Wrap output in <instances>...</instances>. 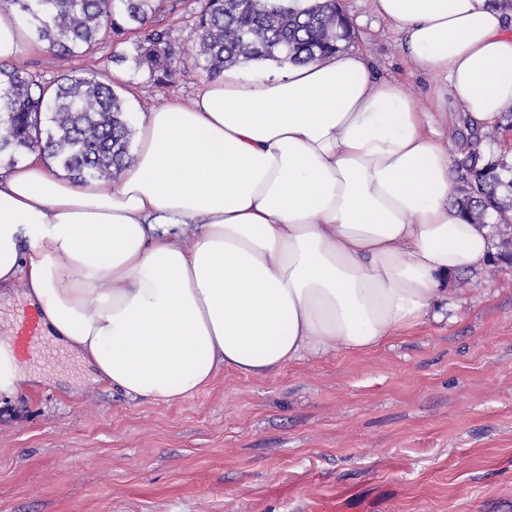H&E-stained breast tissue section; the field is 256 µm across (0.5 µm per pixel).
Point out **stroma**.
<instances>
[{
    "mask_svg": "<svg viewBox=\"0 0 512 512\" xmlns=\"http://www.w3.org/2000/svg\"><path fill=\"white\" fill-rule=\"evenodd\" d=\"M352 47L376 79L420 106L444 86L413 70L400 29L373 0H340ZM204 0H161L149 25L188 44ZM140 33L60 57L17 56L36 79L114 75L131 119L191 104L196 68L155 86L131 57ZM32 382L0 397V512H512V266L452 282L448 313L399 330L374 352L306 355L260 376L219 368L172 403L93 381L74 353L39 339Z\"/></svg>",
    "mask_w": 512,
    "mask_h": 512,
    "instance_id": "stroma-1",
    "label": "stroma"
}]
</instances>
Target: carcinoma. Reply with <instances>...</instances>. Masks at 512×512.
<instances>
[{"mask_svg": "<svg viewBox=\"0 0 512 512\" xmlns=\"http://www.w3.org/2000/svg\"><path fill=\"white\" fill-rule=\"evenodd\" d=\"M45 51L74 56L102 33L121 43L155 12L154 0H6ZM338 0L291 9L278 0H206L191 44L178 56L169 33L154 29L136 44V64L157 85L191 63L212 77L224 69L268 60L279 66L317 61L351 39ZM0 157L14 164L36 150L56 160L76 181L110 185L135 161L131 123L112 78L95 71L42 85L29 70L0 63ZM454 159L462 182L454 204L472 224H512V160L483 156L465 144Z\"/></svg>", "mask_w": 512, "mask_h": 512, "instance_id": "1", "label": "carcinoma"}]
</instances>
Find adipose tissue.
Here are the masks:
<instances>
[{
	"label": "adipose tissue",
	"mask_w": 512,
	"mask_h": 512,
	"mask_svg": "<svg viewBox=\"0 0 512 512\" xmlns=\"http://www.w3.org/2000/svg\"><path fill=\"white\" fill-rule=\"evenodd\" d=\"M466 119L512 109V23L488 0H373ZM117 183L43 154L0 170V286L94 380L149 402L335 348L366 355L486 264L451 203L435 114L347 50L281 78L234 69L143 111Z\"/></svg>",
	"instance_id": "1"
}]
</instances>
